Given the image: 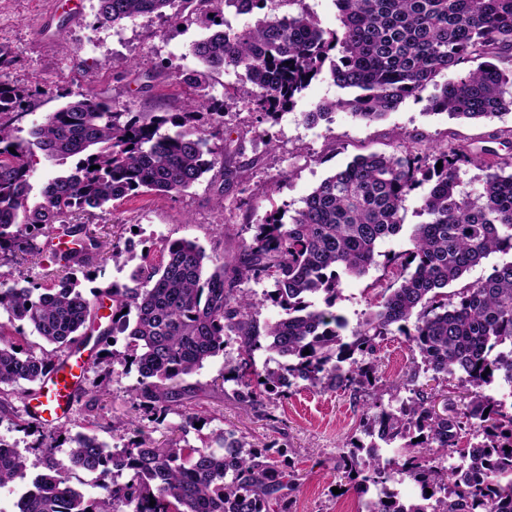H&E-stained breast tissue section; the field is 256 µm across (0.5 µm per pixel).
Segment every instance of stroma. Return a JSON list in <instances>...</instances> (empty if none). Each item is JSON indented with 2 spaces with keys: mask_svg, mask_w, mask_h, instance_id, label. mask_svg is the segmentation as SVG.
Returning <instances> with one entry per match:
<instances>
[{
  "mask_svg": "<svg viewBox=\"0 0 512 512\" xmlns=\"http://www.w3.org/2000/svg\"><path fill=\"white\" fill-rule=\"evenodd\" d=\"M96 12L97 0H0V49L15 61L13 76L40 90L30 113L15 122L19 137H27L34 122L62 105V92L86 86L132 112L181 111V82L202 68L190 48L207 35V28L184 12L167 19L139 17L120 26L98 23ZM344 95L323 75L276 118L258 117L241 103L230 107L226 125L241 136V148L230 159L245 172L247 204H240L232 193L225 196L223 207H216L218 183L209 174L180 194L145 192L125 199L113 214L90 218L87 224L102 243L89 269L92 287H133L130 267L110 258L112 242L118 238L138 254L157 252L166 238L196 241L210 255L237 253L266 212L278 209L294 216L315 187L361 154L387 153L403 142L418 151L466 145L475 152L491 147L499 156L512 155V113L490 122L455 120L428 113L423 102L410 98L376 123L357 120L344 110L336 111L331 121L305 123L304 112L316 103ZM222 224L228 227L223 234L218 231ZM37 242L40 253L1 264L0 274L26 287L46 283L48 273L59 270L63 261L46 249L45 237ZM407 247L403 234L382 243L368 274L344 280L336 309L350 324L359 322L376 288L388 283L387 254ZM238 347L236 340H229L223 355L185 377L181 413L168 414L160 424L132 404L136 373L115 371L106 392L92 399L89 390L103 366L91 362L85 374L86 392L75 401L66 426L112 447L133 439L127 424L147 430L156 427L164 433L180 425L183 414L196 412L209 422L202 429L188 430L185 438L192 445H200L213 432L233 428L257 445L287 449L297 476L291 512H361L359 499L344 490L346 480L338 461L366 408L365 397L302 382L287 397L244 406L233 383L224 379V361L236 356ZM33 390V385L24 383L0 393V439L27 454L32 476L38 471L32 449L37 434L29 426Z\"/></svg>",
  "mask_w": 512,
  "mask_h": 512,
  "instance_id": "stroma-1",
  "label": "stroma"
}]
</instances>
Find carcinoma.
Wrapping results in <instances>:
<instances>
[{
	"instance_id": "1",
	"label": "carcinoma",
	"mask_w": 512,
	"mask_h": 512,
	"mask_svg": "<svg viewBox=\"0 0 512 512\" xmlns=\"http://www.w3.org/2000/svg\"><path fill=\"white\" fill-rule=\"evenodd\" d=\"M178 1L201 14L206 27L221 26L193 43L191 53L210 70H242L241 86L223 101L208 97L202 72L186 78L184 110L175 114L121 111L91 89L65 93L67 102L23 139L15 135L13 115L34 90L9 78L12 60L0 50V260L33 253L37 235L56 224L76 242L49 285L19 288L0 275V310L57 348L95 340L105 364L96 387L105 388L118 367L134 371V398L162 416L183 405L177 382L224 353L232 338L239 352L225 379L254 406L300 380L355 394L372 389L380 381L377 346L399 334L412 366L393 387L409 396L395 407L373 403L363 412L357 431L370 444L353 437L342 456L350 488L365 499L366 512H512V392L498 398L484 390L497 378L512 386V261L448 293L490 255L512 252L511 158L491 148L422 153L401 143L336 170L291 223L270 212L235 256H210L188 239H165L159 255L138 256L117 240L112 261L126 266L140 259L131 273L137 287L114 284L89 297L75 274L101 248L84 222L90 210L107 213L108 204L140 192L182 193L216 168L218 205L244 184L242 171L224 161L229 101L274 118L326 70L352 97L319 102L304 113L305 122L315 126L343 109L371 123L405 99L420 98L436 77L455 73L427 99L432 113L491 121L512 111V69L493 63L463 69L491 50L512 63V0H334V30L304 10L266 14L242 29L216 21L224 6L250 15L267 0H97V16L112 25L166 18ZM170 125L177 131L169 132ZM36 149L77 162L48 179L41 201L30 206ZM471 163L491 170L476 195L460 189V167ZM421 187L427 221L410 228L408 248L389 259L391 282L350 326L336 312L343 280L368 273L380 244L403 231V202ZM251 280L273 286L265 300L281 309L279 319L259 324L260 302L241 288ZM105 307L103 324L98 312ZM120 337L123 349L110 348ZM259 349L275 354L277 366L257 371ZM54 368L52 354L16 345L0 324V387L37 383ZM422 374L436 382L458 378L467 387L465 407L447 403L437 410L433 394L418 385ZM134 432L138 440L111 450L83 432H42L35 450L43 471L15 512H288L296 475L286 450L260 448L233 430L202 447ZM62 435L70 447L59 459ZM383 444L403 448L405 459L384 457ZM449 451L458 462L448 466L443 454ZM26 469L19 449L0 451V489ZM76 469L96 475L98 496L74 487ZM125 471L129 478L118 481ZM398 475L419 486V498L406 501L389 489ZM372 487L379 490L375 497L368 496Z\"/></svg>"
}]
</instances>
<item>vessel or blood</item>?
<instances>
[{
	"mask_svg": "<svg viewBox=\"0 0 512 512\" xmlns=\"http://www.w3.org/2000/svg\"><path fill=\"white\" fill-rule=\"evenodd\" d=\"M90 359L87 350L71 352L59 359L53 373L43 381L31 414L47 424L68 418L72 396L83 381Z\"/></svg>",
	"mask_w": 512,
	"mask_h": 512,
	"instance_id": "b4317fda",
	"label": "vessel or blood"
}]
</instances>
